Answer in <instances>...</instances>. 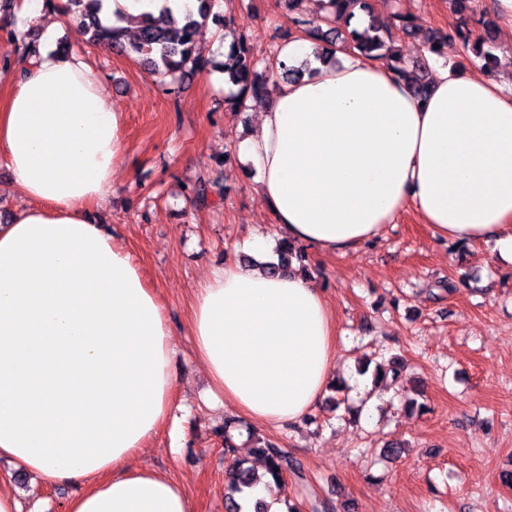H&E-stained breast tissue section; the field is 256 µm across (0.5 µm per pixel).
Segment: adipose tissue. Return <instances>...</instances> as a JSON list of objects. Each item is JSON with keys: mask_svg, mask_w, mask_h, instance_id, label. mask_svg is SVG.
Instances as JSON below:
<instances>
[{"mask_svg": "<svg viewBox=\"0 0 512 512\" xmlns=\"http://www.w3.org/2000/svg\"><path fill=\"white\" fill-rule=\"evenodd\" d=\"M277 58L315 73L279 86L238 152L281 238L345 252L406 209L434 237L490 240L512 264V85L425 53L426 100L385 61L299 36ZM123 115L80 54L38 50L0 104V165L29 205L0 222V457L41 484H83L66 512H192L181 485L131 467L172 410L171 329L139 264L95 220L124 165ZM213 266L190 320L225 404L300 422L334 372L313 276Z\"/></svg>", "mask_w": 512, "mask_h": 512, "instance_id": "1", "label": "adipose tissue"}]
</instances>
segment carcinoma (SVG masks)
<instances>
[{
    "label": "carcinoma",
    "instance_id": "carcinoma-1",
    "mask_svg": "<svg viewBox=\"0 0 512 512\" xmlns=\"http://www.w3.org/2000/svg\"><path fill=\"white\" fill-rule=\"evenodd\" d=\"M197 10L187 11L180 19L173 16L166 8L159 16L151 13L138 18L135 37H129V29L123 26L124 16H112L103 12V0H67L63 9L76 20L81 34L92 44L108 42L112 48L135 58L149 74L166 80H176L187 73H209L213 64L199 51L196 37L208 21H213L224 28V35L233 38L230 51L223 63V71L228 76L227 83L238 87L234 95L224 97V103L237 110L246 108L249 100L257 101L268 97L270 84L280 80L295 79V69L274 61L262 65L250 47L249 38L236 31L233 19L213 12L214 0H197ZM297 22L301 32L313 41L341 42L365 57H392L397 72L412 85L414 95L423 98L429 89V79L421 61L409 62L395 49V43L401 36H415L420 29L406 13H393L387 25L373 26L370 31L360 33L345 27L335 26L328 16L314 18L303 17L297 11ZM461 43L464 51L473 52L483 59L489 67L495 63L494 43L491 33L472 38V33L464 25H459L446 33L425 35L426 50L441 55L448 40ZM295 249L289 243H282L278 263L270 264L266 270L280 273L288 270ZM266 464V473L272 478L277 488L285 486L286 476L301 475V463L279 444L265 440L255 448ZM230 474V493L225 496L226 512H241V506L234 494H243L245 490L257 484L253 469L247 466V460H233Z\"/></svg>",
    "mask_w": 512,
    "mask_h": 512
}]
</instances>
